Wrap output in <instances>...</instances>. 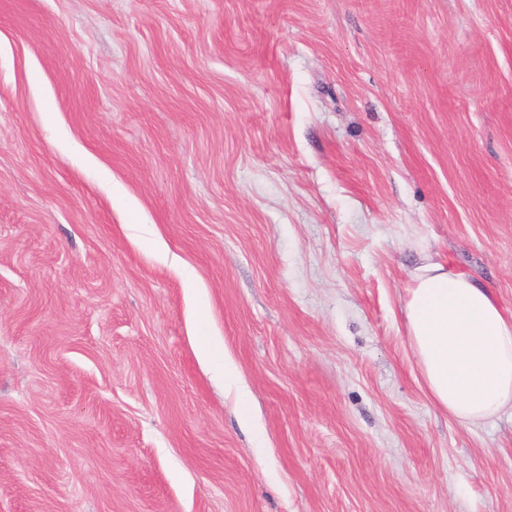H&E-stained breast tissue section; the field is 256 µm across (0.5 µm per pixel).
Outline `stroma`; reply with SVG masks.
<instances>
[{
	"label": "stroma",
	"mask_w": 512,
	"mask_h": 512,
	"mask_svg": "<svg viewBox=\"0 0 512 512\" xmlns=\"http://www.w3.org/2000/svg\"><path fill=\"white\" fill-rule=\"evenodd\" d=\"M426 255L512 312V0H0V512H512Z\"/></svg>",
	"instance_id": "35a3bbf8"
}]
</instances>
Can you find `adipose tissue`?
<instances>
[{"mask_svg":"<svg viewBox=\"0 0 512 512\" xmlns=\"http://www.w3.org/2000/svg\"><path fill=\"white\" fill-rule=\"evenodd\" d=\"M411 281L406 331L434 405L464 425L512 411V315L446 262L427 260Z\"/></svg>","mask_w":512,"mask_h":512,"instance_id":"ef3b65f1","label":"adipose tissue"}]
</instances>
